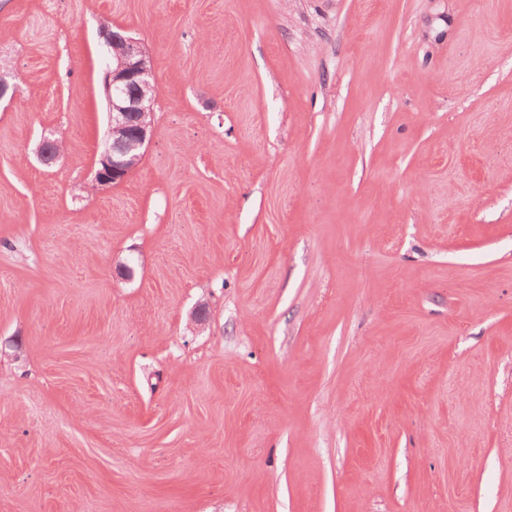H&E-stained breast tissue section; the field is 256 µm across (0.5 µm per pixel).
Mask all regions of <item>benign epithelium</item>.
I'll list each match as a JSON object with an SVG mask.
<instances>
[{
	"mask_svg": "<svg viewBox=\"0 0 512 512\" xmlns=\"http://www.w3.org/2000/svg\"><path fill=\"white\" fill-rule=\"evenodd\" d=\"M108 59L103 95L108 129L91 187L104 190L123 181L142 161L151 138L156 79L141 42L122 28L101 32Z\"/></svg>",
	"mask_w": 512,
	"mask_h": 512,
	"instance_id": "benign-epithelium-1",
	"label": "benign epithelium"
}]
</instances>
